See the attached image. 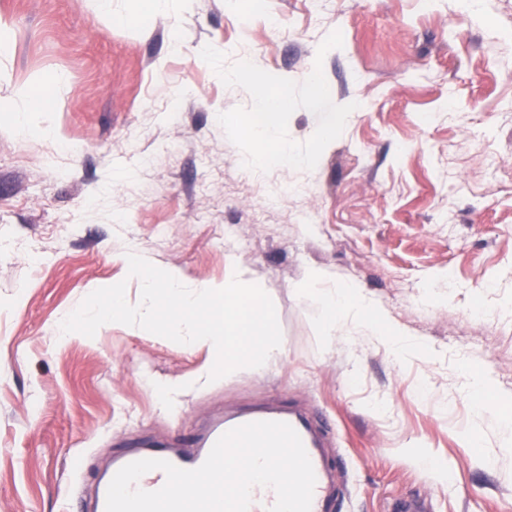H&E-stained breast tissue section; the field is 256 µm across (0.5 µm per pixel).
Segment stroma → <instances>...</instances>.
Returning a JSON list of instances; mask_svg holds the SVG:
<instances>
[{"mask_svg": "<svg viewBox=\"0 0 512 512\" xmlns=\"http://www.w3.org/2000/svg\"><path fill=\"white\" fill-rule=\"evenodd\" d=\"M0 0V512H81L121 449L189 441L217 413L281 402L326 416L337 512H512V431L465 366L512 399V0ZM323 74L353 104L311 170L265 172V195L217 121L250 107L201 58L248 55L296 82L333 30ZM48 111L30 109L33 95ZM66 138L67 152L49 151ZM186 286L248 269L285 353L205 382L214 354L137 326L60 337L96 289L141 282L127 253ZM360 288L335 341L303 296Z\"/></svg>", "mask_w": 512, "mask_h": 512, "instance_id": "obj_1", "label": "stroma"}]
</instances>
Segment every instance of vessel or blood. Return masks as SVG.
Listing matches in <instances>:
<instances>
[{"label":"vessel or blood","mask_w":512,"mask_h":512,"mask_svg":"<svg viewBox=\"0 0 512 512\" xmlns=\"http://www.w3.org/2000/svg\"><path fill=\"white\" fill-rule=\"evenodd\" d=\"M257 421L285 422L297 431L316 476L311 512H333L337 496L329 489L328 473L331 466L319 450L321 438L327 434L328 429L320 420L291 406L260 408L249 413L214 421L203 432L197 434L192 450L185 453L174 452L164 443H151L126 450L121 455L114 457L108 470L98 478L93 512H105L108 486L116 472L124 465L140 459H161L182 469H195L202 465L221 435L237 426Z\"/></svg>","instance_id":"vessel-or-blood-1"}]
</instances>
